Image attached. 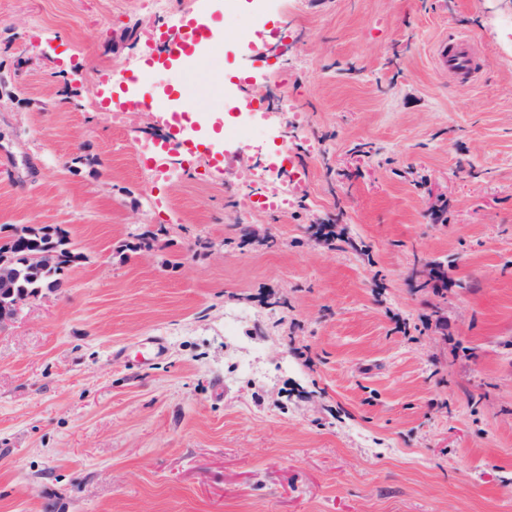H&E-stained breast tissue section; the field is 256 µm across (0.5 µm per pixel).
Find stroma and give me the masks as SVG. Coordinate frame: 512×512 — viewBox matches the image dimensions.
Returning <instances> with one entry per match:
<instances>
[{
  "label": "stroma",
  "mask_w": 512,
  "mask_h": 512,
  "mask_svg": "<svg viewBox=\"0 0 512 512\" xmlns=\"http://www.w3.org/2000/svg\"><path fill=\"white\" fill-rule=\"evenodd\" d=\"M143 2L0 0V226L83 255L0 330V512H512V0ZM189 11L233 35L195 94L222 171L146 167L166 128L107 106L183 84L144 59ZM474 44L466 36L449 32L442 37L437 49L439 66L455 71L461 78L463 86H468L473 77Z\"/></svg>",
  "instance_id": "35a3bbf8"
}]
</instances>
